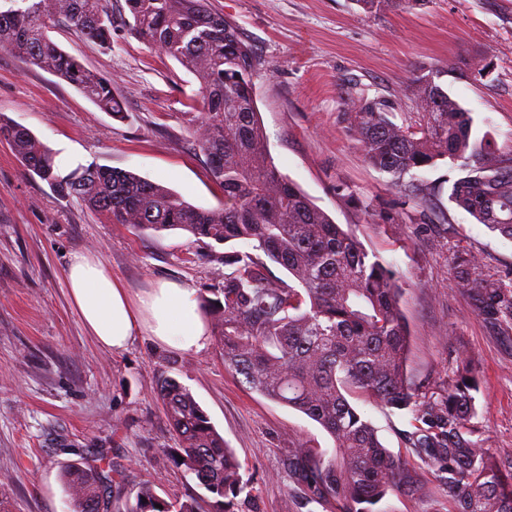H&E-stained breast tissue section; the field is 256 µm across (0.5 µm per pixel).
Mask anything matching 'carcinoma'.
<instances>
[{"instance_id":"1","label":"carcinoma","mask_w":512,"mask_h":512,"mask_svg":"<svg viewBox=\"0 0 512 512\" xmlns=\"http://www.w3.org/2000/svg\"><path fill=\"white\" fill-rule=\"evenodd\" d=\"M10 2L0 10V48L59 77L101 111L123 117L111 80L48 35L53 20L112 49L107 0ZM411 2L354 0L366 15ZM125 6L135 37L200 79L207 129L199 148L224 190V206L197 207L161 184L105 165L61 175L52 149L28 128L1 119L0 141L58 195L77 196L114 223L139 232L181 230L218 245L252 243L262 252L224 253L231 272L221 287L205 290L201 308L211 317L225 368L263 397L303 413L333 440L330 451L303 440L288 450L291 487L305 501L334 502L337 512H373L394 488L419 489L410 462L417 457L446 485L454 512H512V472H503L488 449L470 439L478 389L474 365L462 360L448 389L437 395H427L408 375L400 288L389 268L370 259L271 162L254 94L262 62L238 25L213 12L207 0H125ZM410 87L417 127L396 122L400 105L394 99L360 94L344 101L347 132L364 159L390 175L405 203L423 211L437 208V193L415 172L449 160L462 172L450 187V201L512 240V154L474 137L472 112L434 75L416 76ZM268 260L292 281L272 277ZM450 262L454 284L471 298L477 316L490 324L512 321V273H492L465 252ZM354 394L413 414L415 430L405 436L409 457L382 444L350 402ZM158 397L180 462L206 494L169 502L142 483L123 512H236L237 499L251 489L233 449L177 379L163 378ZM64 478L73 512H109L111 479L103 470L76 461Z\"/></svg>"}]
</instances>
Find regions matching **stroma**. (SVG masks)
I'll return each mask as SVG.
<instances>
[{
  "label": "stroma",
  "instance_id": "stroma-1",
  "mask_svg": "<svg viewBox=\"0 0 512 512\" xmlns=\"http://www.w3.org/2000/svg\"><path fill=\"white\" fill-rule=\"evenodd\" d=\"M112 2V48L76 31L48 34L112 82L124 118L101 112L69 84L0 49V117L31 130L57 156L130 170L189 203L215 208L224 191L198 147L203 127L199 81L175 59L149 49L129 30L124 0ZM238 24L268 66L256 78V103L277 168L369 255L395 273L410 336L408 369L429 391L443 392L457 364L469 359L479 391L472 438L512 468V335L486 325L452 283V253L478 254L487 270L512 269V240L477 223L447 192L459 171L448 161L427 169L439 185L445 220L390 224L408 209L387 176L363 159L342 120L348 88L400 104L398 123L418 121L407 87L436 71L446 92L469 109L476 136L512 153V0H420L376 16L352 0H208ZM484 58L487 79L470 65ZM180 231L139 233L115 224L75 197L64 198L29 174L0 142V507L5 512H72L65 466L85 459L126 471L120 496L145 481L159 496L197 493L178 465L177 444L156 396L176 378L234 448L251 482L239 512H336L304 503L290 489L284 460L294 440L323 449L331 438L304 414L276 404L226 370L216 340L197 352L161 345L147 335L126 350L101 349L86 332L66 282L72 253L98 258L131 295L161 282L194 291L224 280L225 251ZM360 410L383 444L405 454L412 415L369 403ZM420 490L397 489L376 512H452L447 487L430 469Z\"/></svg>",
  "mask_w": 512,
  "mask_h": 512
}]
</instances>
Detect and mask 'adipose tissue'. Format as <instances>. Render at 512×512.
Listing matches in <instances>:
<instances>
[{
	"instance_id": "obj_1",
	"label": "adipose tissue",
	"mask_w": 512,
	"mask_h": 512,
	"mask_svg": "<svg viewBox=\"0 0 512 512\" xmlns=\"http://www.w3.org/2000/svg\"><path fill=\"white\" fill-rule=\"evenodd\" d=\"M66 279L86 331L103 350H125L142 334L182 351L201 350L209 340L190 286L163 282L134 298L100 260L85 253L71 255Z\"/></svg>"
}]
</instances>
